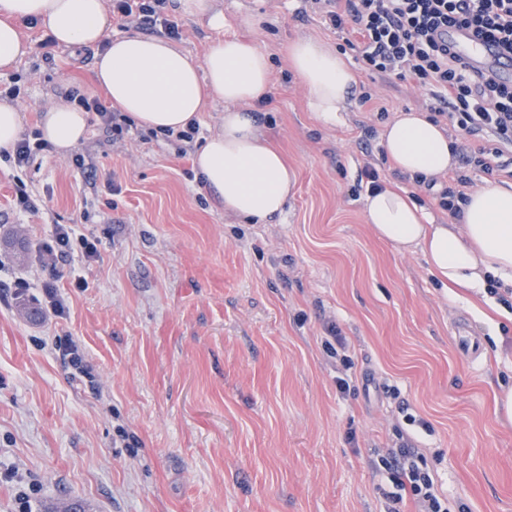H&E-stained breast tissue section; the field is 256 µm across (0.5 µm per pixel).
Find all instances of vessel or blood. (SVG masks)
<instances>
[{
  "label": "vessel or blood",
  "instance_id": "obj_1",
  "mask_svg": "<svg viewBox=\"0 0 512 512\" xmlns=\"http://www.w3.org/2000/svg\"><path fill=\"white\" fill-rule=\"evenodd\" d=\"M448 43L469 69L502 83L512 82V55L493 42L477 38L469 28L453 26L448 30Z\"/></svg>",
  "mask_w": 512,
  "mask_h": 512
}]
</instances>
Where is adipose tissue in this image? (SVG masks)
<instances>
[{"instance_id": "1", "label": "adipose tissue", "mask_w": 512, "mask_h": 512, "mask_svg": "<svg viewBox=\"0 0 512 512\" xmlns=\"http://www.w3.org/2000/svg\"><path fill=\"white\" fill-rule=\"evenodd\" d=\"M37 19L61 45H99L111 19L104 0H0V69L28 52L17 23ZM100 47V45H99ZM291 67L310 96V106L328 122L345 111L357 76L345 56L311 36L288 48ZM95 76L114 108L138 126L161 132L186 129L207 104L225 105L221 130L208 137L193 163L207 190L227 213L264 223L282 214L296 173L249 114L272 80L268 55L253 43L222 39L203 62L161 36H124L100 47ZM90 114L60 103L43 117L40 131L59 152L84 137ZM381 144L400 171L435 177L454 164L444 127L424 113L400 112L384 129ZM365 220L399 252L421 251L431 272L455 288L486 287L497 279L512 285V190L469 194L458 224L434 223L403 188L377 187L364 198Z\"/></svg>"}]
</instances>
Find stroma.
I'll use <instances>...</instances> for the list:
<instances>
[{
    "mask_svg": "<svg viewBox=\"0 0 512 512\" xmlns=\"http://www.w3.org/2000/svg\"><path fill=\"white\" fill-rule=\"evenodd\" d=\"M179 13L181 49L203 61L227 37L270 60L272 82L254 112L297 175L281 219L247 224L200 187L178 143L133 127L109 140L98 118L71 154L47 152L24 181L38 215L11 208L14 174L0 160V287L27 277L24 300L0 305V512L73 499L87 512H384L391 485L375 465L410 443L423 454L450 512H512V309L488 289L448 290L422 253L380 240L363 212L359 171L408 188L448 224L425 184L384 156V121L351 100L323 121L287 55L291 41L341 36L308 0H212ZM29 52L0 91L20 88L25 130L68 87L96 91L94 52L54 46L42 25L20 23ZM357 92L386 99L390 114L425 111L414 84L359 75ZM374 127L375 136L364 134ZM115 193H108V186ZM97 238L98 255L73 249L58 269L61 318H30L45 274L38 243L55 225ZM85 287H71L72 276ZM466 316L482 356L453 339ZM348 342L344 370L330 328ZM69 336L92 378L53 349ZM347 376L340 390L336 379Z\"/></svg>",
    "mask_w": 512,
    "mask_h": 512,
    "instance_id": "stroma-1",
    "label": "stroma"
}]
</instances>
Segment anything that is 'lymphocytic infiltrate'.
<instances>
[{"label":"lymphocytic infiltrate","instance_id":"lymphocytic-infiltrate-1","mask_svg":"<svg viewBox=\"0 0 512 512\" xmlns=\"http://www.w3.org/2000/svg\"><path fill=\"white\" fill-rule=\"evenodd\" d=\"M324 22L336 32L353 36L363 70L382 78H395L425 90L427 108L434 118L446 120L463 139L454 143L464 166L450 176L449 187L437 197L438 205L460 218L466 190L471 184L467 169L487 173L508 172L502 157L512 151V84L470 71L439 40L451 25L471 28L479 38L495 42L512 54V0H312ZM169 0H112V24L122 31L158 30L172 39L181 29L170 14ZM66 97L86 111L96 113L107 133L119 139L132 125L111 102L68 89ZM80 242L85 257H95L94 237L77 234L73 225H55L51 237L36 249L47 277L41 284L43 310L55 318L65 314L67 303L57 287V269ZM393 487L386 512H399L404 497H411L417 512H448V501L438 494L430 471L412 448H395L378 462Z\"/></svg>","mask_w":512,"mask_h":512}]
</instances>
